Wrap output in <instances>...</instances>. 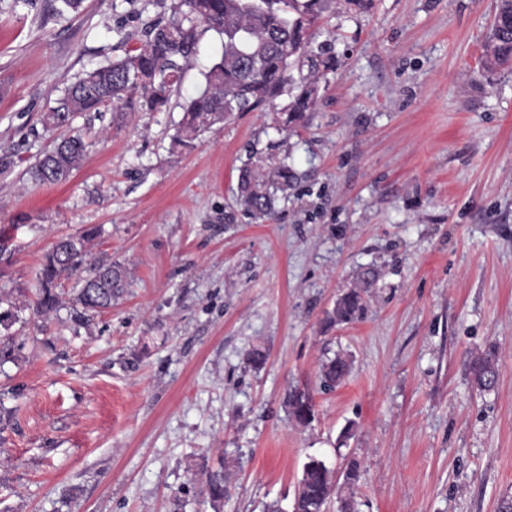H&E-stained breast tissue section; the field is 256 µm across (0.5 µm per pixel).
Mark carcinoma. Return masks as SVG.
I'll return each instance as SVG.
<instances>
[{
	"label": "carcinoma",
	"instance_id": "carcinoma-1",
	"mask_svg": "<svg viewBox=\"0 0 512 512\" xmlns=\"http://www.w3.org/2000/svg\"><path fill=\"white\" fill-rule=\"evenodd\" d=\"M331 0H171L169 20L145 31L138 45L120 58L80 77L49 108L44 117L50 129H67L56 138L31 168L36 182H67L84 158L86 142L69 132L77 114L99 112L113 106L126 112L159 111L178 85L182 71L199 54L201 32L213 30L224 36L220 58L204 73L205 89L183 106L176 143L192 148L199 136L224 121L232 112H248L288 94L285 125L300 121L315 105L320 76L333 69L334 57L320 36L316 23ZM487 72L512 71V25L492 22L480 61ZM293 179L284 160L263 159L244 165L238 175V196L255 218L272 216L276 192L288 190ZM95 232L57 240L46 255L39 275L33 314L47 318L59 305L50 285L64 274L88 271L80 279L74 302L86 312L112 307V299L125 288L121 267L99 262L87 265L89 242ZM376 273L368 268L360 276L361 286L344 293L336 307L325 312L322 323L329 329L362 319L365 304L362 289L372 285ZM349 360L341 353L320 367L323 386L333 389L349 373ZM472 384L482 394L495 388L498 366L495 354L487 352L467 363ZM288 414L308 426L316 418L313 394L305 387L288 392ZM203 493L216 508L224 504L228 490L224 472L207 476ZM338 512H354L350 495L339 494L334 472L326 463L309 457L302 468L294 494V512H325L331 500Z\"/></svg>",
	"mask_w": 512,
	"mask_h": 512
}]
</instances>
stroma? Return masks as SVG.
Returning a JSON list of instances; mask_svg holds the SVG:
<instances>
[{
    "label": "stroma",
    "mask_w": 512,
    "mask_h": 512,
    "mask_svg": "<svg viewBox=\"0 0 512 512\" xmlns=\"http://www.w3.org/2000/svg\"><path fill=\"white\" fill-rule=\"evenodd\" d=\"M497 2L336 0L320 22L336 68L294 133L282 96L188 151L182 106L222 45L204 32L166 110L77 115L81 166L41 185L44 112L170 0L62 16L0 0V155L17 157L0 172V289L21 308L0 363V512H214L201 488L222 467L223 512H293L311 456L338 475L359 463L357 512H496L512 495V73L480 59ZM267 155L294 180L261 221L237 178ZM92 229L124 294L86 313L64 276L41 320L27 303L45 255ZM369 265L363 319L323 329ZM338 351L351 372L320 392ZM487 351L499 383L480 395L465 362ZM295 385L315 393L307 427L285 405Z\"/></svg>",
    "instance_id": "35a3bbf8"
}]
</instances>
